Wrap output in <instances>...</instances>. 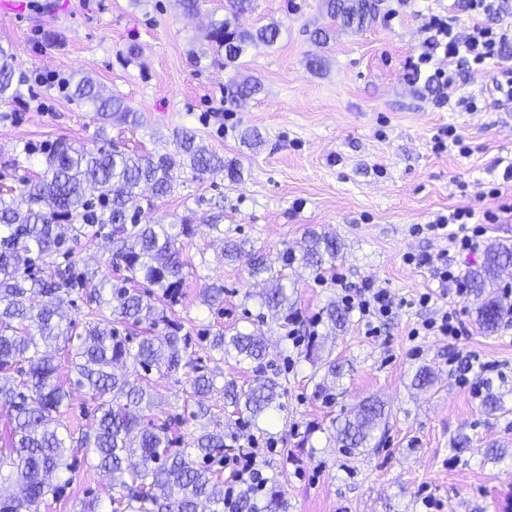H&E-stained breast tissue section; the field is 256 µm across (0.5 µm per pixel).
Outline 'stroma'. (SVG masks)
Returning a JSON list of instances; mask_svg holds the SVG:
<instances>
[{
    "mask_svg": "<svg viewBox=\"0 0 512 512\" xmlns=\"http://www.w3.org/2000/svg\"><path fill=\"white\" fill-rule=\"evenodd\" d=\"M14 15L0 10V47L15 69L12 92L0 96V186L18 185L41 170V147L59 139L90 150L104 139L125 151L174 150V133L193 130L200 143L236 160L241 180L216 172L196 180L184 174L175 192L144 211L143 222L180 223L190 219L193 236L182 253L191 272L181 288L176 313L190 335L202 330H261L273 366L288 384L284 409L260 428L239 425L226 411L229 433L261 448L263 473L285 490L288 512H424L422 496H432L438 512H512V315L499 332L476 325L472 305L439 287L428 269L405 263L409 253L438 254L448 240L417 233V226L455 209L475 215L495 208L487 192L501 183L512 198V184L501 181L497 162L512 157V110L495 100L493 76L512 67V53L486 69H461L457 91L445 97L413 78L407 67L425 50L423 25L431 14L454 16L460 27L471 21L466 0H379L375 19L362 30L333 27L321 0H252L237 23L251 30L277 23L273 47L248 49L236 66L212 60L211 21L224 17V0H199L186 14L177 0H24ZM331 29L317 44L312 34ZM320 68H311V60ZM90 78L105 94L122 97L135 122L100 124L93 105L60 90L59 81ZM259 78L261 90L238 105L224 103L231 80ZM476 101L466 111L458 97ZM455 128L473 151L435 152V134ZM257 130L262 140L247 146L241 134ZM37 147L27 167L10 161L24 143ZM219 220L223 237L210 230ZM326 230L341 243L333 268L288 269L295 282L296 316L311 335L323 338L348 374L328 404L314 395L317 367L306 357V343L295 344L275 317L263 315L249 298L251 250L277 256L303 247L309 230ZM240 243L233 260L220 254L222 239ZM343 287L331 284L333 273ZM370 281L398 298L433 296L428 307L399 311L380 335L369 336L357 315L346 329L328 336L325 307L344 288ZM224 287V312L203 306L200 291ZM456 310L467 333L457 343L444 336L412 337L423 321ZM484 366L483 390L498 393L502 410L487 414L482 394L460 384L448 362L457 350ZM190 366L176 378L160 380L163 403L155 422L180 414L194 367L213 372L218 385L211 401L224 407L222 387H245L259 378L255 364L210 359L203 347L188 351ZM429 367L433 386L410 387L414 373ZM384 401L388 416L377 432L378 447L347 453L328 426L361 400ZM316 425L311 445L296 446L308 425ZM467 437L466 448H453ZM109 501V481L99 470L79 465L61 497H49L38 512H81L89 496Z\"/></svg>",
    "mask_w": 512,
    "mask_h": 512,
    "instance_id": "stroma-1",
    "label": "stroma"
}]
</instances>
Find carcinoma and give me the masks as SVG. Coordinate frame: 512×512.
I'll return each instance as SVG.
<instances>
[{"label":"carcinoma","mask_w":512,"mask_h":512,"mask_svg":"<svg viewBox=\"0 0 512 512\" xmlns=\"http://www.w3.org/2000/svg\"><path fill=\"white\" fill-rule=\"evenodd\" d=\"M251 0H225L224 19L211 23L209 38L224 65H234L250 47L275 45L280 29L270 23L254 31L240 30L236 18L250 10ZM322 7L336 25L359 30L376 15L374 0H322ZM0 96L12 86V67L0 48ZM260 89L259 81L233 82L224 88V101L234 103ZM72 96L95 107L96 119L128 121L131 109L122 98L104 96L92 81L74 85ZM172 152H124L100 147L95 151L66 140L42 149L43 169L21 179L17 188L0 192V371L27 365L23 377L0 386V406L11 414V443L0 448V467L22 486V496L6 492L0 482V512H37L47 495L60 497L66 485L53 484V475L73 472L66 438L60 431L61 408L68 406L70 389L83 388L98 401L92 430L77 438V446L90 451L94 467L112 479L118 496L111 503L122 512H199L202 503L211 512H225L224 481L213 470L216 460L234 449L227 444L224 421L209 404L216 390L214 375L194 369L191 392L183 402L184 419L198 425L191 448H175L169 426L144 424L146 413L161 407L151 375L169 377L184 367L192 337L183 332L175 316L189 262L183 259L180 237L193 233L190 224H143L144 209L174 191L180 175L202 178L222 170L235 181L239 170L224 157L208 150L187 129L176 131ZM103 238L111 244V256L127 275L114 283L106 276L79 272L72 260L81 241ZM340 251L336 236L311 230L299 254L285 250L275 259L255 250L249 275L264 284L257 293L262 307L283 322L294 315L297 291L283 285L285 270L298 263L312 270L335 264ZM512 266V246L495 243L480 265L463 276L467 295L474 298L473 313L479 327L498 330L504 315L512 313V300L497 290L500 274ZM158 287L164 304L134 284L139 280ZM81 295L91 308L93 320L84 330L63 323L59 314L72 294ZM202 303L221 310L224 286L202 289ZM330 330L342 329L347 313L334 304L325 309ZM140 329L138 343L120 331ZM210 352L220 359L263 363L270 356L265 336L258 329L231 336L218 330L205 337ZM55 347L66 352L70 377L64 383L47 355ZM141 370L131 380L121 368ZM324 373L316 383L315 396L332 401L345 376L334 359L320 364ZM285 387L279 378L265 377L245 388L229 386L224 395L235 412L249 414L253 424L273 419L283 408ZM385 416V404L376 398L359 402L347 415L332 421L340 447L355 451L372 447L375 431ZM260 495L243 487L232 512H288L281 485L268 479Z\"/></svg>","instance_id":"cac0c4a2"}]
</instances>
